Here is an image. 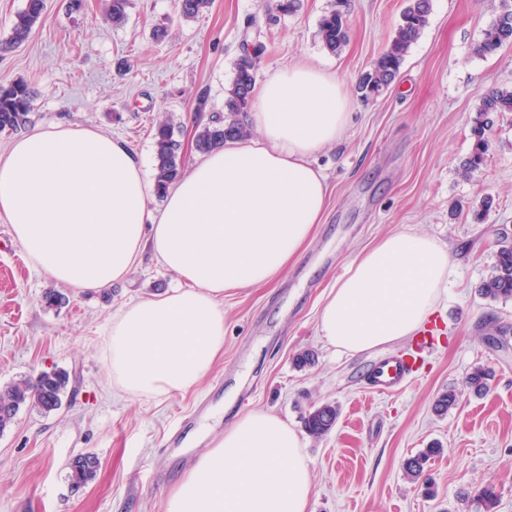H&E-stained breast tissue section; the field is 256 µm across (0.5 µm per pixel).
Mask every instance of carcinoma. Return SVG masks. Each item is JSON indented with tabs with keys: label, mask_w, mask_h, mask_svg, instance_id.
<instances>
[{
	"label": "carcinoma",
	"mask_w": 512,
	"mask_h": 512,
	"mask_svg": "<svg viewBox=\"0 0 512 512\" xmlns=\"http://www.w3.org/2000/svg\"><path fill=\"white\" fill-rule=\"evenodd\" d=\"M212 0H178L180 15L193 19L209 8ZM130 0H106V12L114 25L127 20ZM45 10V0H25L13 22L10 36L0 42V51L8 52L21 46L29 37L33 27ZM431 0H408L401 21L388 46L373 61L370 70L359 81L363 96H379L383 89L393 84L413 44L420 38L428 24ZM319 34L323 46L331 53H337L347 43L348 25L343 12L336 8L324 14L319 21ZM512 44V10L503 11L485 29L482 39L475 45L474 53L486 55L505 45ZM264 46H252L237 62L235 76L224 101L228 116L215 117L205 123L197 132L195 148L206 154L224 147L229 141L246 138L250 128L245 117L250 110L252 90L256 81L257 65ZM33 112V96L29 85L23 80H14L0 85V132H13L24 128L30 122ZM512 112V86L497 87L483 95L476 108L473 127L474 142L469 156L460 168L462 178L468 180L483 165L488 149L486 131L493 126V116ZM152 138L156 155L155 193L162 197L170 183L183 172L181 143L175 139L174 126L170 119L157 121L152 127ZM480 295L491 301L512 300V244H503L496 254L490 274L480 287ZM489 372L476 368L466 377V386L479 394L487 390ZM69 384V375L61 371L42 372L35 377L22 379L0 390V433L14 420L21 406L31 404L39 410L50 413L61 407V396ZM339 408L326 402L315 407L304 418V427L314 439H321L336 425ZM441 453V448L432 446L421 454L407 460L405 472L412 480L421 478L425 464L430 457ZM70 478L76 486L91 481L98 468L95 456L84 461L69 464Z\"/></svg>",
	"instance_id": "carcinoma-1"
}]
</instances>
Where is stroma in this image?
I'll use <instances>...</instances> for the list:
<instances>
[{
  "instance_id": "1",
  "label": "stroma",
  "mask_w": 512,
  "mask_h": 512,
  "mask_svg": "<svg viewBox=\"0 0 512 512\" xmlns=\"http://www.w3.org/2000/svg\"><path fill=\"white\" fill-rule=\"evenodd\" d=\"M333 3L299 0L297 11L282 15L273 0H212L185 21L177 0H131L126 23L115 27L104 0H83L77 12L68 0H46L28 40L0 56V82L22 79L35 92L31 130L68 123L104 132L150 167L161 114L174 124L184 169L200 161L198 128L223 114L250 43L265 46L257 82L304 60L336 70L352 98L343 141L314 157L330 186L322 224L279 280L225 294L224 354L186 392L128 395L113 386L103 357L113 316L175 286V274L147 254L110 289L73 288L35 269L0 221V388L42 371L70 378L59 410L22 407L0 433V512H165L177 477L237 415L268 411L302 432L304 416L325 402L340 415L326 437L303 439L314 483L309 512H512V301L479 293L502 238L512 239V113L496 117L475 177L459 174L481 96L512 86V47L473 52L512 0H432L399 78L369 101L358 80L390 41L407 0H347L348 41L336 54L319 36ZM162 26L167 35L155 40ZM407 228L450 253L448 292L434 313L444 333L417 380L378 395L368 389L370 370L408 341L336 352L318 333L319 304L358 253ZM53 290L68 296L65 306H46ZM306 350L315 361L298 367ZM477 366L493 372L480 396L465 387ZM451 388L458 405L436 413ZM173 427L178 448L163 444ZM434 442L444 451L427 464L431 497L404 466ZM80 454L96 456L99 467L76 489L69 464ZM486 485L495 492L489 506L476 499Z\"/></svg>"
}]
</instances>
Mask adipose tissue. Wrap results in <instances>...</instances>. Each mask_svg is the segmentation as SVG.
<instances>
[{
    "instance_id": "ef3b65f1",
    "label": "adipose tissue",
    "mask_w": 512,
    "mask_h": 512,
    "mask_svg": "<svg viewBox=\"0 0 512 512\" xmlns=\"http://www.w3.org/2000/svg\"><path fill=\"white\" fill-rule=\"evenodd\" d=\"M336 71L299 61L266 80L247 116L257 136L206 154L152 209L144 161L112 136L58 123L0 154V220L31 263L57 282L102 290L143 254L180 285L127 304L103 354L114 385L161 399L199 383L224 351L225 292L278 280L329 204L312 158L351 120ZM451 257L414 230L360 252L325 297L318 330L336 351L362 353L412 336L448 288ZM297 431L250 411L199 454L166 512H307L313 493Z\"/></svg>"
}]
</instances>
